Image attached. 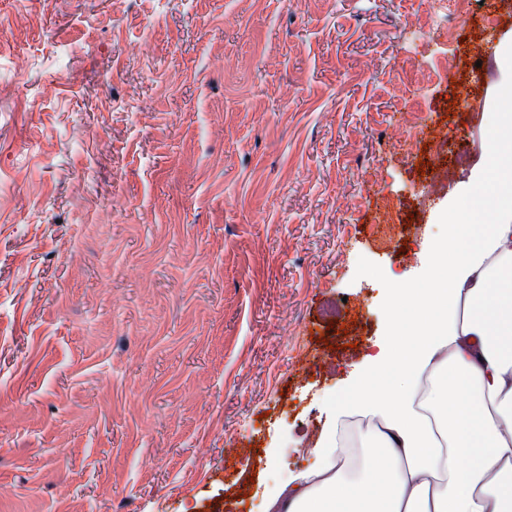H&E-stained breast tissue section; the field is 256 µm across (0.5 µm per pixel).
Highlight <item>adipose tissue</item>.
Wrapping results in <instances>:
<instances>
[{"mask_svg":"<svg viewBox=\"0 0 512 512\" xmlns=\"http://www.w3.org/2000/svg\"><path fill=\"white\" fill-rule=\"evenodd\" d=\"M496 109L491 164L443 215L434 287L393 285L416 317L372 361L397 384L377 392L361 382L350 394L349 412L381 424L369 457L349 476L328 428L316 467L278 489L267 512H512V78ZM488 195L486 229L470 243L465 204Z\"/></svg>","mask_w":512,"mask_h":512,"instance_id":"ef3b65f1","label":"adipose tissue"}]
</instances>
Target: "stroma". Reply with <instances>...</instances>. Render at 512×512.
Listing matches in <instances>:
<instances>
[{
	"instance_id": "35a3bbf8",
	"label": "stroma",
	"mask_w": 512,
	"mask_h": 512,
	"mask_svg": "<svg viewBox=\"0 0 512 512\" xmlns=\"http://www.w3.org/2000/svg\"><path fill=\"white\" fill-rule=\"evenodd\" d=\"M428 3L0 0V512H263L316 465L490 163L512 0ZM417 121L467 156L433 187ZM472 0H430L429 1V20L431 26L427 24L430 33L431 29L436 31H442L443 28L440 26V22L448 18V14L452 11L458 10L465 4H470ZM435 26V28H434Z\"/></svg>"
}]
</instances>
